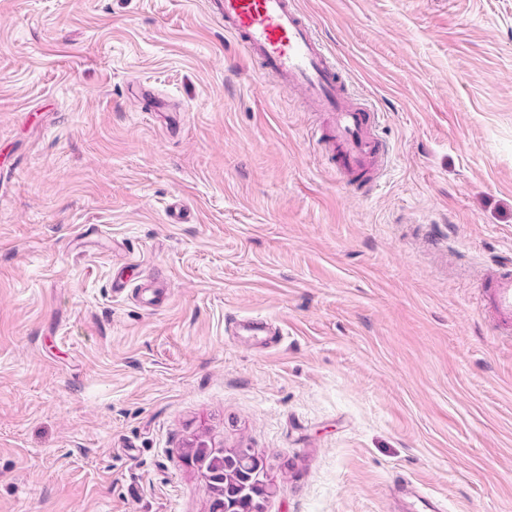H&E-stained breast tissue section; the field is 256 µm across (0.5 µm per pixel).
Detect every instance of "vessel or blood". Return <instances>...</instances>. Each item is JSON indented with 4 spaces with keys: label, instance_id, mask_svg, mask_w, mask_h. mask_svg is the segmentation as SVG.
<instances>
[{
    "label": "vessel or blood",
    "instance_id": "b4317fda",
    "mask_svg": "<svg viewBox=\"0 0 512 512\" xmlns=\"http://www.w3.org/2000/svg\"><path fill=\"white\" fill-rule=\"evenodd\" d=\"M216 9L225 34L272 77L275 88H296L310 109L324 116L327 135L317 144L338 182L377 186L389 165V150L377 134L380 115L349 92L334 54L295 0H217ZM480 287L487 312L512 327V262L488 267Z\"/></svg>",
    "mask_w": 512,
    "mask_h": 512
}]
</instances>
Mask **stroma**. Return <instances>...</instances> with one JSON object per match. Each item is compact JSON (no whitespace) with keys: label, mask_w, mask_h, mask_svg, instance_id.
Here are the masks:
<instances>
[{"label":"stroma","mask_w":512,"mask_h":512,"mask_svg":"<svg viewBox=\"0 0 512 512\" xmlns=\"http://www.w3.org/2000/svg\"><path fill=\"white\" fill-rule=\"evenodd\" d=\"M296 3L384 115L370 194L211 0H0V512H210L197 437L264 460L262 512H395L399 476L512 512V343L476 311L512 255V0Z\"/></svg>","instance_id":"obj_1"}]
</instances>
